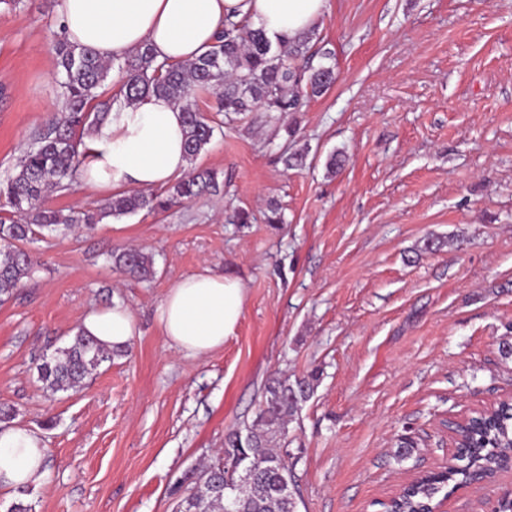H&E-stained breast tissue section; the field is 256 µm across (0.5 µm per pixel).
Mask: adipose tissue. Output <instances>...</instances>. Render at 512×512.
Returning a JSON list of instances; mask_svg holds the SVG:
<instances>
[{
  "instance_id": "adipose-tissue-1",
  "label": "adipose tissue",
  "mask_w": 512,
  "mask_h": 512,
  "mask_svg": "<svg viewBox=\"0 0 512 512\" xmlns=\"http://www.w3.org/2000/svg\"><path fill=\"white\" fill-rule=\"evenodd\" d=\"M55 11L68 42L91 47L103 60L147 45L157 60L187 63L210 49L225 17L247 18L270 40L289 42L321 22L329 0H56ZM185 140L181 108L168 96L147 94L80 145V178L106 196L164 186L187 170ZM246 297L239 278L208 269L187 275L159 304L162 332L176 350L210 353L234 336ZM79 330L109 349L128 346L138 333L134 314L117 300L85 313ZM46 451L35 430H0V485H42Z\"/></svg>"
}]
</instances>
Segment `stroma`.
I'll use <instances>...</instances> for the list:
<instances>
[{
	"mask_svg": "<svg viewBox=\"0 0 512 512\" xmlns=\"http://www.w3.org/2000/svg\"><path fill=\"white\" fill-rule=\"evenodd\" d=\"M312 42L336 82L292 116L220 124L198 165L224 193L106 218L29 244L40 268L0 303V426L47 447L45 482L0 488V512H175L187 474L255 418L273 374L319 369L288 424L298 512H384L453 450L445 421L512 396V0H330ZM55 0L0 2V180L60 107ZM305 154L286 168L283 152ZM341 154L332 173L327 162ZM281 224L263 223L270 203ZM249 212L250 224L227 214ZM440 241L428 251L427 239ZM155 275L115 272L112 248ZM213 268L247 287L222 348L170 349L157 307L181 277ZM124 302L127 353L77 390L49 393L37 366L90 308ZM416 442L397 459L402 436ZM512 472L458 487L443 512H493ZM113 267L119 272L139 279H147L154 274V263L147 253L132 248L112 252Z\"/></svg>",
	"mask_w": 512,
	"mask_h": 512,
	"instance_id": "obj_1",
	"label": "stroma"
}]
</instances>
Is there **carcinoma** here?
<instances>
[{"label":"carcinoma","instance_id":"1","mask_svg":"<svg viewBox=\"0 0 512 512\" xmlns=\"http://www.w3.org/2000/svg\"><path fill=\"white\" fill-rule=\"evenodd\" d=\"M314 32L289 44L272 46L247 18L224 20L222 35L201 57L189 63H158L150 47H141L113 64L99 58L88 46L56 42L55 53L62 109L38 133L21 156L16 172L0 183V198L9 207L0 217V297L30 279L38 266L26 245L49 234H65L74 226L91 227L107 217L120 218L142 209L165 212L172 207L224 191L222 173L212 168H191L181 179L157 193L129 191L108 200L95 211L64 212L43 206L49 191H61L65 180L82 162L78 149L86 132L98 131L112 110L132 105L148 92L170 97L178 104L187 128L185 150L194 162L208 146L215 132L211 121L196 107L201 93H215L220 111L233 122L240 115L263 112L267 121L303 107L299 86L311 96L325 94L336 82L331 66L300 68L295 64L307 56ZM122 73L117 93L106 89L113 68ZM113 267L139 279L154 274L147 253L132 248L112 252ZM114 350L102 347L94 338L78 333L72 343L58 349L37 365L43 388L52 392L77 389L99 367L112 361ZM318 372L289 381L273 378L265 386L263 400L252 423L228 434L223 456L193 474L189 493L178 512H296L293 499L280 497L283 479L291 478L288 456L273 451V436L286 433L287 424L301 403L314 392ZM461 464L428 477L410 487L391 512H431L435 498L448 483L470 484L509 468L512 459V407L506 403L490 415L473 422L468 447L460 449ZM229 457L254 472V483L236 487L238 474L224 471L223 457Z\"/></svg>","mask_w":512,"mask_h":512}]
</instances>
